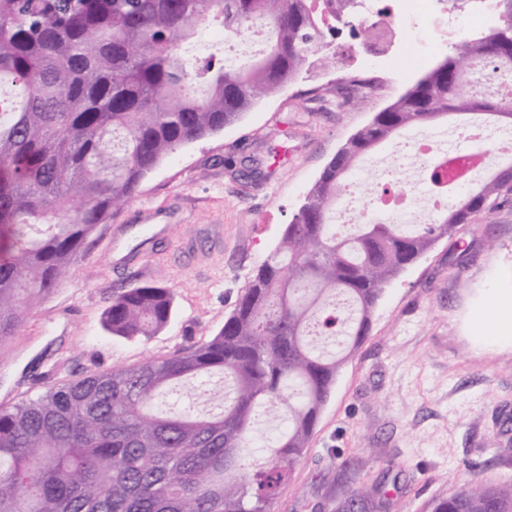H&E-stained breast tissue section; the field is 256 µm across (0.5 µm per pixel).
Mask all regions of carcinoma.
Wrapping results in <instances>:
<instances>
[{"label": "carcinoma", "mask_w": 512, "mask_h": 512, "mask_svg": "<svg viewBox=\"0 0 512 512\" xmlns=\"http://www.w3.org/2000/svg\"><path fill=\"white\" fill-rule=\"evenodd\" d=\"M319 0H0V340L68 273L88 238L167 157L217 133L295 80L333 25ZM236 40L260 27L267 47L239 63L197 52L200 27ZM483 59L512 81V16L462 40L323 170L304 209L252 273L224 326L171 356L53 386L0 408V512H271L305 455L341 366L368 335L386 287L454 235L512 181L488 177L419 228L332 223L346 179L410 128L475 114L512 128V101L464 92ZM174 292L164 281L125 288L104 310L110 335L147 340L164 329ZM222 374L232 395L207 391L218 413L155 399ZM282 425L244 462L258 413ZM472 478L432 512H512V485ZM388 512L387 495L351 487L352 503Z\"/></svg>", "instance_id": "1"}]
</instances>
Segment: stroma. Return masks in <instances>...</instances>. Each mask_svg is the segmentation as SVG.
I'll list each match as a JSON object with an SVG mask.
<instances>
[{
  "label": "stroma",
  "mask_w": 512,
  "mask_h": 512,
  "mask_svg": "<svg viewBox=\"0 0 512 512\" xmlns=\"http://www.w3.org/2000/svg\"><path fill=\"white\" fill-rule=\"evenodd\" d=\"M324 52L334 65L301 67L236 123L166 158L96 229L18 334L0 341V406L208 340L336 152L449 54L408 50L385 73L389 91L362 89L349 102L337 86L362 75V39L336 33ZM159 278L174 291L162 331L127 341L103 330L114 294ZM511 294L512 192L386 288L271 512H332L345 489L340 459L358 462L365 485L388 483L390 512H428L469 480V460H488L485 482L512 484V431L502 430L512 424V346L475 342L487 333L484 302Z\"/></svg>",
  "instance_id": "35a3bbf8"
}]
</instances>
